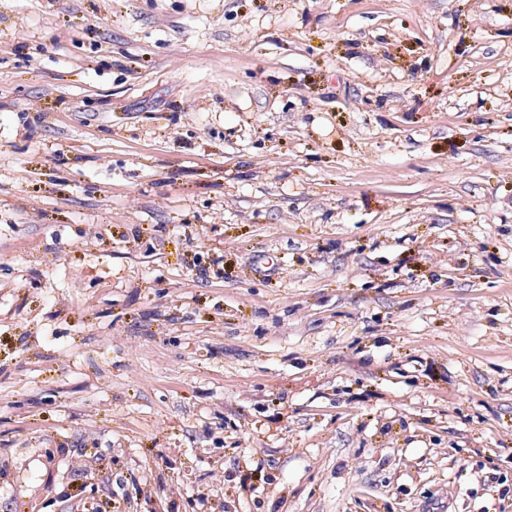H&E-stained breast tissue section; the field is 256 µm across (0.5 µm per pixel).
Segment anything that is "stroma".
<instances>
[{
	"label": "stroma",
	"mask_w": 512,
	"mask_h": 512,
	"mask_svg": "<svg viewBox=\"0 0 512 512\" xmlns=\"http://www.w3.org/2000/svg\"><path fill=\"white\" fill-rule=\"evenodd\" d=\"M0 512H512V0H0Z\"/></svg>",
	"instance_id": "1"
}]
</instances>
